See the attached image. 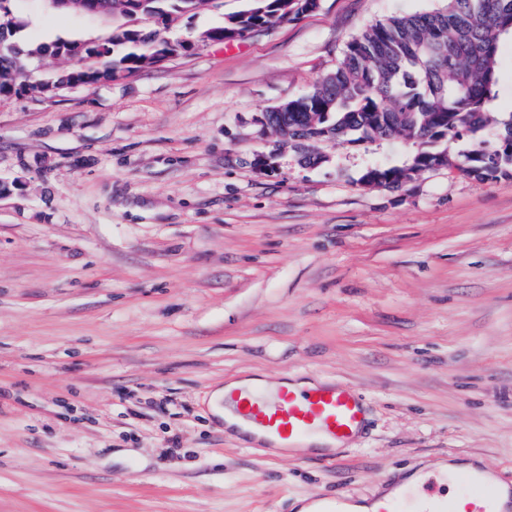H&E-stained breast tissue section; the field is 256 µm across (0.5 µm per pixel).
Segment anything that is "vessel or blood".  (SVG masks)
<instances>
[{"instance_id": "obj_1", "label": "vessel or blood", "mask_w": 512, "mask_h": 512, "mask_svg": "<svg viewBox=\"0 0 512 512\" xmlns=\"http://www.w3.org/2000/svg\"><path fill=\"white\" fill-rule=\"evenodd\" d=\"M229 402L260 435L291 443L315 434L350 443L360 433L366 416V407L355 390L330 381L300 391L283 387L271 395L239 389ZM452 482L464 490L466 512H499L494 491L480 476L450 478L438 471L415 489L383 501L377 512H403L406 504L414 501L422 512H448V485Z\"/></svg>"}]
</instances>
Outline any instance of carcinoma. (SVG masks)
I'll return each instance as SVG.
<instances>
[{
    "mask_svg": "<svg viewBox=\"0 0 512 512\" xmlns=\"http://www.w3.org/2000/svg\"><path fill=\"white\" fill-rule=\"evenodd\" d=\"M281 0H246L234 15L248 29L283 19ZM316 0H290L288 21L315 11ZM18 23L0 30V75H19L26 64L47 52L71 45L30 43L12 38ZM512 37V0H444L438 8L392 16L371 24L348 41L336 67L320 76L311 91L288 102V125L308 112L330 113L336 145L362 146L378 139L411 141L416 150L400 165L372 164L358 183L377 180L400 188L404 172L429 167L448 155V168L485 182L512 177V112L496 108L499 86L498 47ZM153 35L135 38L121 32L105 43L108 65L96 81L141 68ZM463 148L453 150L448 143Z\"/></svg>",
    "mask_w": 512,
    "mask_h": 512,
    "instance_id": "1",
    "label": "carcinoma"
}]
</instances>
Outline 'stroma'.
Instances as JSON below:
<instances>
[{"instance_id": "35a3bbf8", "label": "stroma", "mask_w": 512, "mask_h": 512, "mask_svg": "<svg viewBox=\"0 0 512 512\" xmlns=\"http://www.w3.org/2000/svg\"><path fill=\"white\" fill-rule=\"evenodd\" d=\"M443 0H321L300 21L53 97L0 98V512H295L480 460L512 486V178L368 190L400 139L299 166L258 112L367 25ZM244 0H211L192 38ZM28 42L119 23L19 0ZM356 388L362 434L271 453L224 430L226 378Z\"/></svg>"}]
</instances>
